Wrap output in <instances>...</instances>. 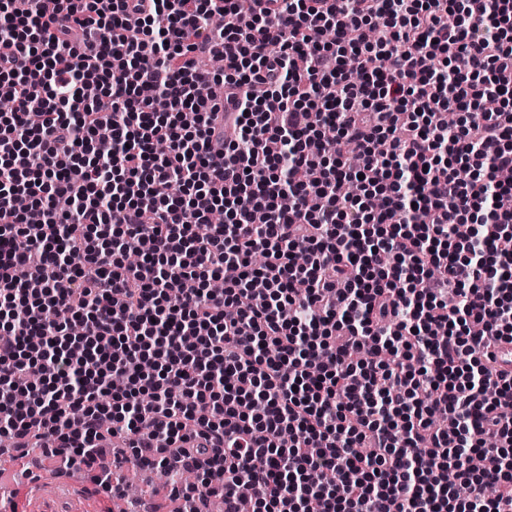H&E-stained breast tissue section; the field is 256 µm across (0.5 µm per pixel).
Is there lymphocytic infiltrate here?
Listing matches in <instances>:
<instances>
[{"label": "lymphocytic infiltrate", "instance_id": "obj_1", "mask_svg": "<svg viewBox=\"0 0 512 512\" xmlns=\"http://www.w3.org/2000/svg\"><path fill=\"white\" fill-rule=\"evenodd\" d=\"M0 100L17 458L119 437L224 512L512 507V0H0Z\"/></svg>", "mask_w": 512, "mask_h": 512}]
</instances>
